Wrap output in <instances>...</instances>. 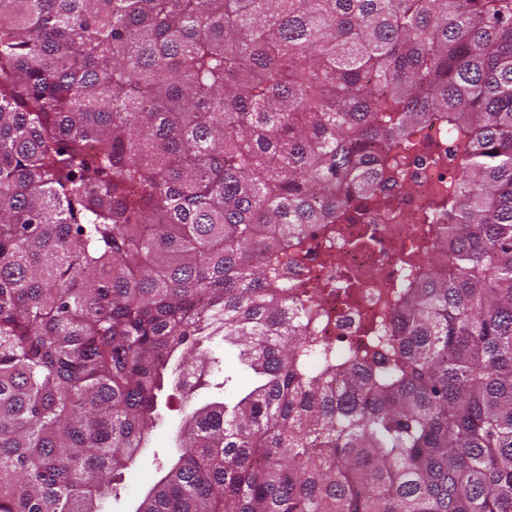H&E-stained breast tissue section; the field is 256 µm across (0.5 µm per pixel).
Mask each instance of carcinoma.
Wrapping results in <instances>:
<instances>
[{
  "instance_id": "1",
  "label": "carcinoma",
  "mask_w": 512,
  "mask_h": 512,
  "mask_svg": "<svg viewBox=\"0 0 512 512\" xmlns=\"http://www.w3.org/2000/svg\"><path fill=\"white\" fill-rule=\"evenodd\" d=\"M432 122L421 273L340 356L292 255ZM211 386L135 512H512V0H0V512H103Z\"/></svg>"
}]
</instances>
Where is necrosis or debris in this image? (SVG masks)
Instances as JSON below:
<instances>
[{
	"mask_svg": "<svg viewBox=\"0 0 512 512\" xmlns=\"http://www.w3.org/2000/svg\"><path fill=\"white\" fill-rule=\"evenodd\" d=\"M405 179L410 192L399 193L393 208L375 216L373 225L336 224L309 239L299 261L305 275L322 282L318 306L324 316L319 334L339 347H355L377 327L379 309L390 289L415 276L404 255L418 245L415 214L424 199L448 179L447 167L410 158ZM377 241H370V234Z\"/></svg>",
	"mask_w": 512,
	"mask_h": 512,
	"instance_id": "necrosis-or-debris-1",
	"label": "necrosis or debris"
}]
</instances>
